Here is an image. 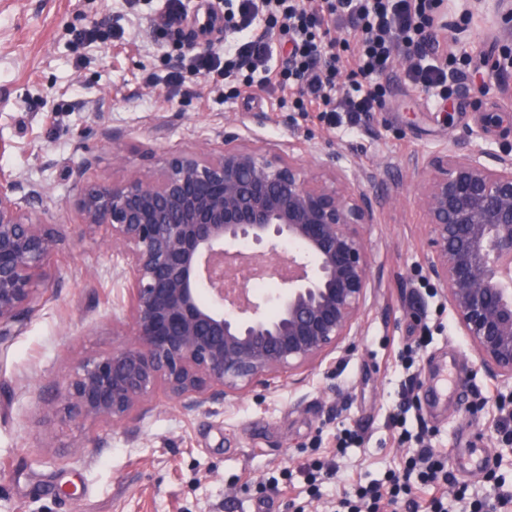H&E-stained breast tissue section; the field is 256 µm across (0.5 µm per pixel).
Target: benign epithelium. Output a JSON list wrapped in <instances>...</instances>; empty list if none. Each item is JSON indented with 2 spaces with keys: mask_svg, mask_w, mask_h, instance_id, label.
Returning a JSON list of instances; mask_svg holds the SVG:
<instances>
[{
  "mask_svg": "<svg viewBox=\"0 0 512 512\" xmlns=\"http://www.w3.org/2000/svg\"><path fill=\"white\" fill-rule=\"evenodd\" d=\"M512 31V0H470ZM288 152L224 134L217 153L171 152L150 174L118 182L82 180L76 238L100 236L123 261L124 346L74 363L46 411L76 427L145 415L162 394L186 410L220 404L285 374L332 362L355 335L371 264L359 227L375 221L360 187L371 178L333 153L314 171ZM416 204L427 227L425 278L448 301L478 370L512 383V152L470 135L423 161ZM0 172V337L43 299L62 249L37 215L41 191L18 194ZM242 244L280 281L275 314L245 286L224 282Z\"/></svg>",
  "mask_w": 512,
  "mask_h": 512,
  "instance_id": "1",
  "label": "benign epithelium"
}]
</instances>
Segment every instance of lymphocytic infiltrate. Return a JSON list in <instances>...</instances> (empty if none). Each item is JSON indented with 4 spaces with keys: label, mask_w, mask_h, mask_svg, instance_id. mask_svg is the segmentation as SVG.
<instances>
[{
    "label": "lymphocytic infiltrate",
    "mask_w": 512,
    "mask_h": 512,
    "mask_svg": "<svg viewBox=\"0 0 512 512\" xmlns=\"http://www.w3.org/2000/svg\"><path fill=\"white\" fill-rule=\"evenodd\" d=\"M231 8V38L223 52L205 48L194 53L186 68H174L163 78L176 90L183 70L208 80L221 77L225 89L240 86L277 89L295 111L314 112L335 120L347 113L350 121L384 107V77L395 61L396 48L415 50L420 58L411 72L415 83L440 92L448 90V62L462 59L456 45L442 47L433 31V13L439 0H320L318 7L304 0H226ZM346 31L334 40L332 28ZM279 30L291 46L287 67L271 69L270 30ZM447 61L435 63L438 53ZM350 85L342 97L334 91L340 77ZM448 457L434 448L421 447L405 464L403 473L389 474L385 485L357 486L353 495L339 500L335 512H379L382 496H390L403 512H418L413 495L417 485L432 487L447 480Z\"/></svg>",
    "instance_id": "obj_1"
}]
</instances>
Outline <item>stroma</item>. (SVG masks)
Instances as JSON below:
<instances>
[{
    "mask_svg": "<svg viewBox=\"0 0 512 512\" xmlns=\"http://www.w3.org/2000/svg\"><path fill=\"white\" fill-rule=\"evenodd\" d=\"M163 0H0V170L44 190L41 219L68 231L77 223L79 174L119 180L152 172L172 151H213L225 133L250 146L303 140L301 161L338 151L370 173L363 185L376 220L362 229L373 286L353 352L337 350L330 367L303 381L186 410L158 397L125 423L74 427L43 411L54 384L76 360L124 344L113 335L127 293L111 252L98 239H70L55 279L14 335L0 339V512H329L356 483L402 471L415 442L400 443L392 416L406 405L407 427L433 447L468 458L479 449L489 468L453 470V482L417 492L420 503L453 502L456 483L485 494L488 473L512 487V443L493 427L497 394L512 386L478 371L447 302L427 284L426 227L414 202L415 157L480 133L492 149L512 144V73L492 71L512 36L470 12L467 0H441L440 41L456 40L470 62L448 75V95L408 77L395 62L383 111L335 125L277 104V91L242 89L225 99L221 80L185 75L178 93L162 84L169 56L224 46V30H205L224 0H187L174 32L156 20ZM121 30L107 48L74 39L90 19ZM429 344L408 360L419 337ZM457 361L467 386L430 404L418 384ZM335 461L338 475L312 491L305 472Z\"/></svg>",
    "mask_w": 512,
    "mask_h": 512,
    "instance_id": "stroma-1",
    "label": "stroma"
}]
</instances>
